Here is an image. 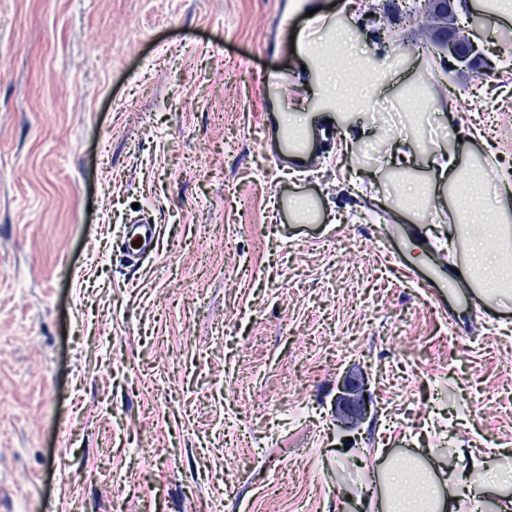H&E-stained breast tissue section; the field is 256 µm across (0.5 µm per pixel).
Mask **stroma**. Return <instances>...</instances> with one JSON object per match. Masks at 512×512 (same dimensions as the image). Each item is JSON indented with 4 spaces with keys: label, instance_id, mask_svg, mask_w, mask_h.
<instances>
[{
    "label": "stroma",
    "instance_id": "1",
    "mask_svg": "<svg viewBox=\"0 0 512 512\" xmlns=\"http://www.w3.org/2000/svg\"><path fill=\"white\" fill-rule=\"evenodd\" d=\"M394 2L0 0V512H361L377 449L474 485L504 462L512 299L449 268L458 217L403 211L391 158L512 168V20L473 32L490 75L448 71ZM312 5L379 70L373 110L306 107ZM284 110L316 133L301 176ZM158 224L154 220H135L124 224L121 234V248L131 256H143L155 250L158 240Z\"/></svg>",
    "mask_w": 512,
    "mask_h": 512
}]
</instances>
